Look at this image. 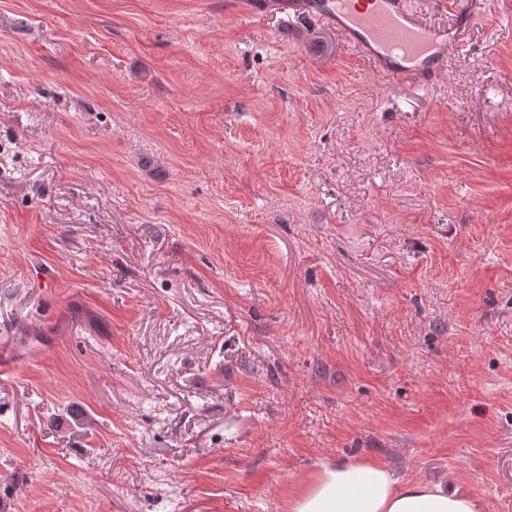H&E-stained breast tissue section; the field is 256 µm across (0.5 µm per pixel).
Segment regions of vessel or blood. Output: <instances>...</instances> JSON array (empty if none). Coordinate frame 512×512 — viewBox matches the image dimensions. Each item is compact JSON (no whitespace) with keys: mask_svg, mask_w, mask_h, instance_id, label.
Listing matches in <instances>:
<instances>
[{"mask_svg":"<svg viewBox=\"0 0 512 512\" xmlns=\"http://www.w3.org/2000/svg\"><path fill=\"white\" fill-rule=\"evenodd\" d=\"M435 4L453 12L452 24L428 26L407 0H364L358 10L351 9L350 0H303L294 15L332 25L377 73L425 88L446 73L448 56L464 41L473 18L491 9L495 0Z\"/></svg>","mask_w":512,"mask_h":512,"instance_id":"vessel-or-blood-1","label":"vessel or blood"}]
</instances>
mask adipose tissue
<instances>
[{"label": "adipose tissue", "mask_w": 512, "mask_h": 512, "mask_svg": "<svg viewBox=\"0 0 512 512\" xmlns=\"http://www.w3.org/2000/svg\"><path fill=\"white\" fill-rule=\"evenodd\" d=\"M289 512H484L474 495L440 483L400 481L374 460L323 463L288 503Z\"/></svg>", "instance_id": "1"}]
</instances>
